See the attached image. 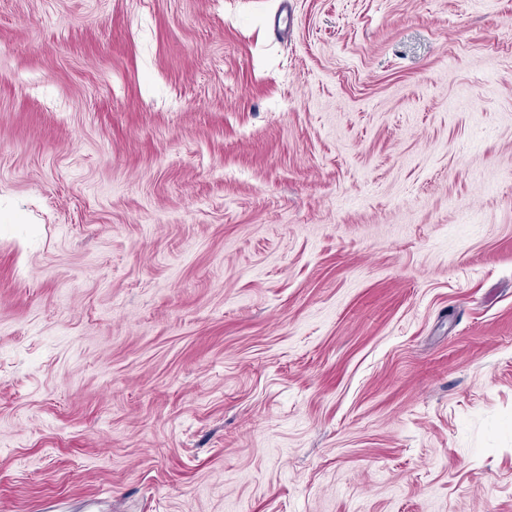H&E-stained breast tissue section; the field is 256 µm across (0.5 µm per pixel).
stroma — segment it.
I'll return each instance as SVG.
<instances>
[{
  "label": "stroma",
  "mask_w": 512,
  "mask_h": 512,
  "mask_svg": "<svg viewBox=\"0 0 512 512\" xmlns=\"http://www.w3.org/2000/svg\"><path fill=\"white\" fill-rule=\"evenodd\" d=\"M512 512V0H0V512Z\"/></svg>",
  "instance_id": "35a3bbf8"
}]
</instances>
